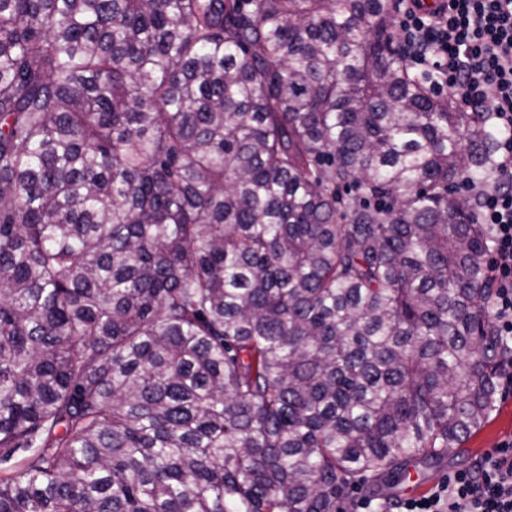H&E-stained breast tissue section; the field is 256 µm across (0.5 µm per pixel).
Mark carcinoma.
I'll use <instances>...</instances> for the list:
<instances>
[{"instance_id":"obj_1","label":"carcinoma","mask_w":512,"mask_h":512,"mask_svg":"<svg viewBox=\"0 0 512 512\" xmlns=\"http://www.w3.org/2000/svg\"><path fill=\"white\" fill-rule=\"evenodd\" d=\"M394 40L389 0H0V512H339L489 421L452 191L500 130Z\"/></svg>"}]
</instances>
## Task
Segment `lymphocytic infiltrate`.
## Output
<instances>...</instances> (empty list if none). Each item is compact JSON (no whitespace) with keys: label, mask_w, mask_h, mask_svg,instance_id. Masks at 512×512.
Listing matches in <instances>:
<instances>
[{"label":"lymphocytic infiltrate","mask_w":512,"mask_h":512,"mask_svg":"<svg viewBox=\"0 0 512 512\" xmlns=\"http://www.w3.org/2000/svg\"><path fill=\"white\" fill-rule=\"evenodd\" d=\"M402 51L410 69L429 77L438 93L454 94L469 112L488 113L501 136L476 223L493 232L492 322L507 355L498 384L512 394V0H392ZM397 512H512V439L473 467L448 474L435 490L399 502Z\"/></svg>","instance_id":"f902f5d3"}]
</instances>
